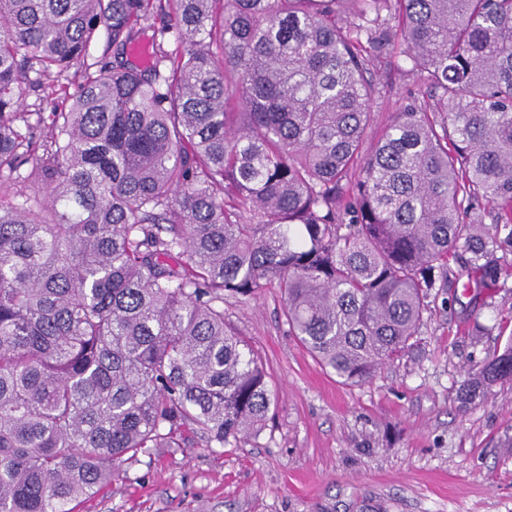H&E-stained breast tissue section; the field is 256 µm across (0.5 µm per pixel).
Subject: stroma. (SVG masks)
<instances>
[{
	"instance_id": "obj_1",
	"label": "stroma",
	"mask_w": 512,
	"mask_h": 512,
	"mask_svg": "<svg viewBox=\"0 0 512 512\" xmlns=\"http://www.w3.org/2000/svg\"><path fill=\"white\" fill-rule=\"evenodd\" d=\"M379 92L369 137L428 99L396 53L372 55ZM278 289L224 302V319L260 354L277 410L241 448H153L124 462L76 512H512V382L462 403L461 384L505 336H471L462 317L503 321L512 279L485 305L446 291L412 349L345 385L288 332Z\"/></svg>"
}]
</instances>
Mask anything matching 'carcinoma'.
I'll use <instances>...</instances> for the list:
<instances>
[{
  "mask_svg": "<svg viewBox=\"0 0 512 512\" xmlns=\"http://www.w3.org/2000/svg\"><path fill=\"white\" fill-rule=\"evenodd\" d=\"M389 48L439 103L371 141ZM70 72L38 144L23 87ZM511 277L512 0H0V512H73L192 434L258 438L277 397L226 297L279 289L358 384L439 291ZM499 380L512 337L461 399Z\"/></svg>",
  "mask_w": 512,
  "mask_h": 512,
  "instance_id": "cac0c4a2",
  "label": "carcinoma"
}]
</instances>
